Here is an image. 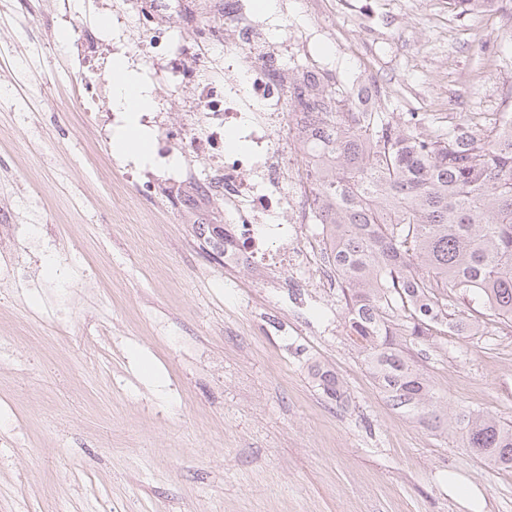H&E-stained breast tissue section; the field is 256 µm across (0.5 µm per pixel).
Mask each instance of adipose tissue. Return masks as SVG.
<instances>
[{
  "label": "adipose tissue",
  "instance_id": "adipose-tissue-1",
  "mask_svg": "<svg viewBox=\"0 0 512 512\" xmlns=\"http://www.w3.org/2000/svg\"><path fill=\"white\" fill-rule=\"evenodd\" d=\"M112 82V108L123 115L122 124L112 131V149L143 162L150 161L154 152L153 140L141 125L140 117L154 107L151 92L138 74L119 58L112 62Z\"/></svg>",
  "mask_w": 512,
  "mask_h": 512
}]
</instances>
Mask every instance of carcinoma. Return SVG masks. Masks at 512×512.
Instances as JSON below:
<instances>
[{"instance_id": "obj_1", "label": "carcinoma", "mask_w": 512, "mask_h": 512, "mask_svg": "<svg viewBox=\"0 0 512 512\" xmlns=\"http://www.w3.org/2000/svg\"><path fill=\"white\" fill-rule=\"evenodd\" d=\"M499 0H448L469 14ZM291 68L288 101L308 109L307 137L322 152L312 195L344 285V318L393 405L432 430L460 431L465 447L512 470V423L459 410L443 417L408 343L495 318L512 322V113L426 130L362 107L339 82L310 84ZM340 402L341 383L312 367Z\"/></svg>"}]
</instances>
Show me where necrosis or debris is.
I'll use <instances>...</instances> for the list:
<instances>
[{"label": "necrosis or debris", "instance_id": "1", "mask_svg": "<svg viewBox=\"0 0 512 512\" xmlns=\"http://www.w3.org/2000/svg\"><path fill=\"white\" fill-rule=\"evenodd\" d=\"M253 0H115L112 50L142 63L175 93L191 89L177 118L153 112L144 123L158 156L175 159L186 181L224 205L234 229L224 247L228 267L287 268L308 264L303 225L316 221L310 185L314 158L294 167L301 123L288 105V67L305 54L311 36L294 29L270 34ZM224 48V77L208 46ZM279 238L280 248L270 246Z\"/></svg>", "mask_w": 512, "mask_h": 512}]
</instances>
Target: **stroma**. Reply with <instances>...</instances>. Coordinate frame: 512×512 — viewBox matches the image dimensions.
Masks as SVG:
<instances>
[{
  "mask_svg": "<svg viewBox=\"0 0 512 512\" xmlns=\"http://www.w3.org/2000/svg\"><path fill=\"white\" fill-rule=\"evenodd\" d=\"M325 5L288 20L394 118L512 111V0L478 16L448 0ZM111 18L84 0H0V512H465L452 474L484 512H512L511 471L393 406L346 332L341 288L310 287V269L225 268L193 229L223 207H184L190 186L158 163L153 193L122 184L112 44L86 69L77 54ZM81 69L102 82L97 124L72 94ZM411 354L449 409L512 422L511 326ZM312 375L318 379L319 385L325 393L338 402L343 400L344 391L335 373L316 365L312 367ZM448 494L454 497L462 507L475 509L473 512H480L478 510L482 507V491L469 485L462 478L449 475Z\"/></svg>",
  "mask_w": 512,
  "mask_h": 512,
  "instance_id": "stroma-1",
  "label": "stroma"
}]
</instances>
